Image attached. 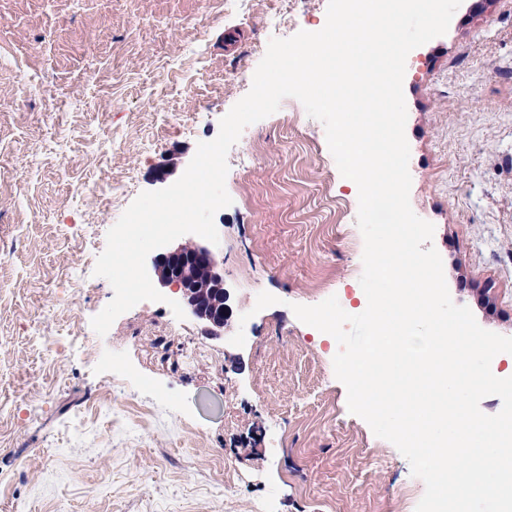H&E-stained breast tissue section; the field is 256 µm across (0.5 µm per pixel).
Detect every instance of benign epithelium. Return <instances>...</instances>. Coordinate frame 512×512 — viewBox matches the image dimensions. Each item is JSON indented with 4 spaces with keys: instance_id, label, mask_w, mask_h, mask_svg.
I'll list each match as a JSON object with an SVG mask.
<instances>
[{
    "instance_id": "benign-epithelium-1",
    "label": "benign epithelium",
    "mask_w": 512,
    "mask_h": 512,
    "mask_svg": "<svg viewBox=\"0 0 512 512\" xmlns=\"http://www.w3.org/2000/svg\"><path fill=\"white\" fill-rule=\"evenodd\" d=\"M148 275L172 290L179 303L204 324L209 336H224L229 325L230 294L224 287V268L215 251L201 240L189 238L166 245L146 264Z\"/></svg>"
}]
</instances>
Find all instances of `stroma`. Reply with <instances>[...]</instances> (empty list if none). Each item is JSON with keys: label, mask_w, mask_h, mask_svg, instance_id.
<instances>
[{"label": "stroma", "mask_w": 512, "mask_h": 512, "mask_svg": "<svg viewBox=\"0 0 512 512\" xmlns=\"http://www.w3.org/2000/svg\"><path fill=\"white\" fill-rule=\"evenodd\" d=\"M328 2L0 0V512H415L423 480L349 412L334 337L291 309L367 307L358 191L298 99L227 156L215 250L244 346L162 302L91 326L114 297L94 273L110 228L217 137L269 15L314 32ZM416 52L412 210L452 301L512 337V0H462ZM259 290L278 304L254 311Z\"/></svg>", "instance_id": "obj_1"}]
</instances>
